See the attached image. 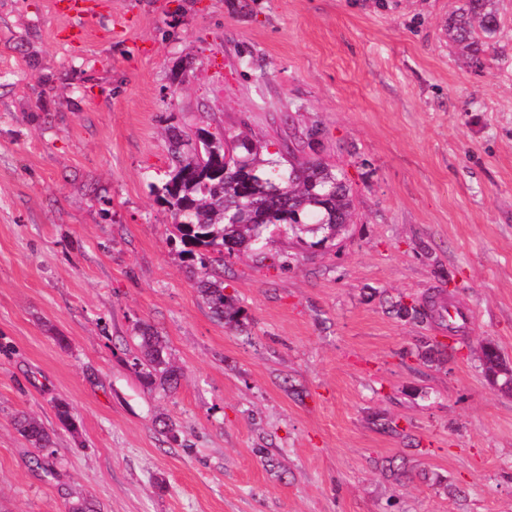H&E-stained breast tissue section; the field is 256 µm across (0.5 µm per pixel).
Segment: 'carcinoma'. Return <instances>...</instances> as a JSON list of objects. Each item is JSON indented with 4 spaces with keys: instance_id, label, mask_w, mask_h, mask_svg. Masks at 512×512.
<instances>
[{
    "instance_id": "carcinoma-1",
    "label": "carcinoma",
    "mask_w": 512,
    "mask_h": 512,
    "mask_svg": "<svg viewBox=\"0 0 512 512\" xmlns=\"http://www.w3.org/2000/svg\"><path fill=\"white\" fill-rule=\"evenodd\" d=\"M498 0H464L448 18L451 40L473 61H478L498 33ZM180 131L170 139L171 172L163 185V200L173 217L180 242L204 248L200 263L224 264V253L259 250L267 235L278 233L298 241L309 237V247H322L336 239L352 222L353 191L345 173L319 159L297 166L283 164L294 150L262 157L260 146L248 137L227 143L211 132L207 138ZM198 289L213 314L227 324L240 322L241 309L224 294L223 281L198 282ZM142 357L133 366L147 384L171 387L179 373L169 362L159 336L149 327L139 336ZM487 376L508 375L495 347H483ZM62 427L78 431V423L65 401L54 405ZM18 432L39 452L37 467L51 474L55 451L51 432L27 415L15 418Z\"/></svg>"
}]
</instances>
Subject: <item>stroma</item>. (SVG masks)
Listing matches in <instances>:
<instances>
[{
  "instance_id": "obj_1",
  "label": "stroma",
  "mask_w": 512,
  "mask_h": 512,
  "mask_svg": "<svg viewBox=\"0 0 512 512\" xmlns=\"http://www.w3.org/2000/svg\"><path fill=\"white\" fill-rule=\"evenodd\" d=\"M458 5L0 0V512H512V387L482 362L512 367V0L477 64ZM196 128L353 189L334 246L225 256L237 326L155 194ZM451 299L466 345L425 355L447 331L400 308ZM143 324L173 390L133 368ZM223 284L221 279L214 277L213 279L200 280L197 287L218 319L224 320L226 324L234 323L238 325L241 309L235 307L232 299L224 294ZM14 425L18 432L36 448L41 457H34V463L37 467L43 468L47 474H52L54 471L55 450L50 452L46 448H53L54 440L51 432L42 425L35 418L27 415H20L15 418Z\"/></svg>"
}]
</instances>
